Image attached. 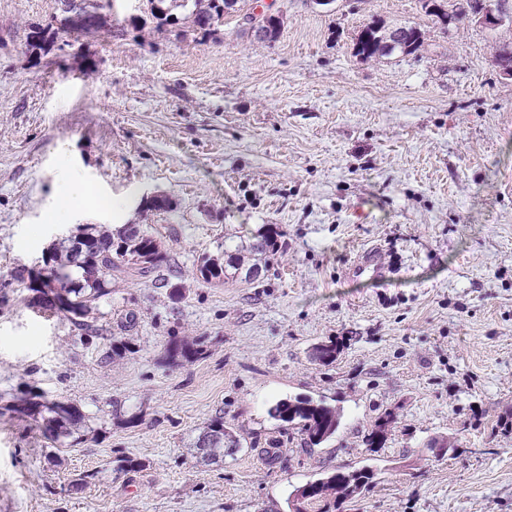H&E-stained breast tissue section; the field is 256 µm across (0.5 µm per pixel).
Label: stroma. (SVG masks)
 <instances>
[{
  "mask_svg": "<svg viewBox=\"0 0 512 512\" xmlns=\"http://www.w3.org/2000/svg\"><path fill=\"white\" fill-rule=\"evenodd\" d=\"M276 6L259 42L237 16L206 35L94 0L90 35L33 53L60 0H0V512H289L293 487L365 464L377 483L344 512H512V78L493 62L512 30L447 31L420 0ZM374 19L419 27L422 50L354 56ZM82 224L153 225L170 256L169 286L113 280L93 345L14 277ZM265 224L281 247L259 281L193 280ZM370 247L388 285L349 273ZM173 341L202 354L171 359ZM41 394L80 408L77 438L9 412ZM296 395L341 409L312 453L268 415ZM218 415L241 445L208 465L195 442ZM441 436L455 455L429 449ZM398 415L395 411H384L374 421L371 432L368 433L365 443L369 448L377 449L383 448L386 440L388 431L393 428V425L397 422Z\"/></svg>",
  "mask_w": 512,
  "mask_h": 512,
  "instance_id": "stroma-1",
  "label": "stroma"
}]
</instances>
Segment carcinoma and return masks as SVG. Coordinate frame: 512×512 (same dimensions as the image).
Wrapping results in <instances>:
<instances>
[{"instance_id":"1","label":"carcinoma","mask_w":512,"mask_h":512,"mask_svg":"<svg viewBox=\"0 0 512 512\" xmlns=\"http://www.w3.org/2000/svg\"><path fill=\"white\" fill-rule=\"evenodd\" d=\"M239 5L241 0H149L151 14L158 24L174 20V11H184L183 20L204 32L224 22L229 12L224 10L228 2ZM398 33L395 45L385 43L382 34L362 27L355 42V53L363 59L388 58L394 55L409 56L417 53L424 44L422 30L412 25H395ZM58 31L51 26L31 25L28 45L31 50H43L53 42ZM77 234L94 240L93 251L85 264H75L73 254L75 242L67 239L53 249L46 258L48 274L56 279L60 290L66 292L77 312L67 315L72 325L88 337H103L102 328L89 320L95 305L112 294V279L120 276L146 278L166 264L167 252L163 242L150 224H122L115 229L97 224H85ZM281 233L273 224L263 225L249 252L255 256L276 253ZM244 273V281L253 282L259 277L256 263L245 264L243 249L224 245L219 255L204 254L197 259L196 278L207 284H222L227 269ZM341 344L330 340L314 347L316 361L329 365L336 361ZM41 406L51 413L43 424L44 432L54 438L70 437L79 430L84 415L73 403L65 401L43 402ZM275 421L288 424L305 436L309 448H318L334 437L340 424L338 408L323 399L310 396L286 397L277 401L268 410ZM398 415L384 411L374 421L365 443L372 449L384 445L388 431L397 422ZM240 447V439L233 428L224 425V418H214L200 433L196 448L202 458L210 461L224 460V449ZM376 473L370 466L351 470L336 469L324 472L313 481L295 488L288 496L292 512H342V505L349 500L365 495L375 485Z\"/></svg>"}]
</instances>
